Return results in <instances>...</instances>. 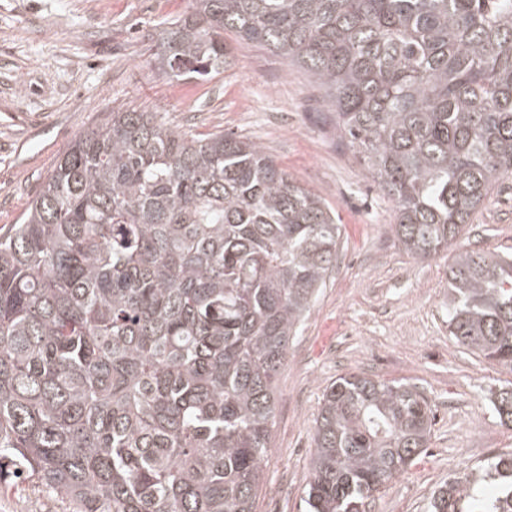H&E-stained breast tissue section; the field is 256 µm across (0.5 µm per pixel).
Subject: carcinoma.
Segmentation results:
<instances>
[{
    "label": "carcinoma",
    "instance_id": "1",
    "mask_svg": "<svg viewBox=\"0 0 512 512\" xmlns=\"http://www.w3.org/2000/svg\"><path fill=\"white\" fill-rule=\"evenodd\" d=\"M304 69L392 200L413 257L452 249L512 175V0H192L167 76L229 64L224 32ZM341 225L258 143L116 110L80 134L0 235V480L64 512H254L288 345ZM448 335L512 371V255L458 253ZM512 423V385L490 390ZM408 382L323 392L309 512H362L428 447ZM427 512H512V451Z\"/></svg>",
    "mask_w": 512,
    "mask_h": 512
}]
</instances>
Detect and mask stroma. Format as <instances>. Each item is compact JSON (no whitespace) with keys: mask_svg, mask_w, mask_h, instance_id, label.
Returning <instances> with one entry per match:
<instances>
[{"mask_svg":"<svg viewBox=\"0 0 512 512\" xmlns=\"http://www.w3.org/2000/svg\"><path fill=\"white\" fill-rule=\"evenodd\" d=\"M190 0H0V233L19 223L57 160L109 112H158L196 136L260 143L342 224L336 264L278 376L272 451L255 512H307L312 435L324 388L355 373L416 384L434 420L420 459L366 512H426L433 491L512 448L486 394L512 372L448 334L447 252L413 258L399 244L392 201L337 130L299 67L225 32L229 66L207 81L154 67L160 30ZM460 249L512 253V175L500 178ZM0 512H62L47 492L0 487Z\"/></svg>","mask_w":512,"mask_h":512,"instance_id":"obj_1","label":"stroma"}]
</instances>
